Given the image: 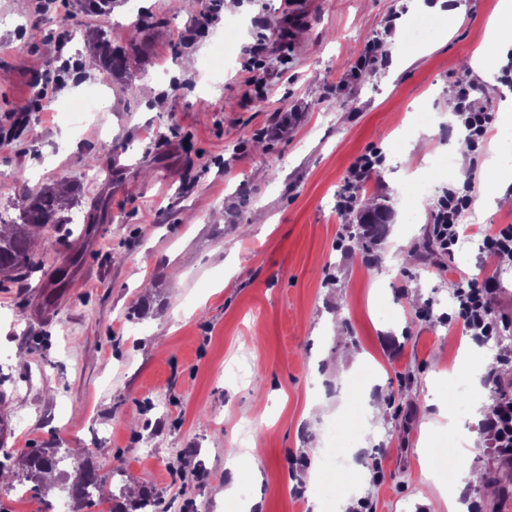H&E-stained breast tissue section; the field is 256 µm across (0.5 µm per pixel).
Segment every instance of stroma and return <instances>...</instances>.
Segmentation results:
<instances>
[{
    "label": "stroma",
    "mask_w": 512,
    "mask_h": 512,
    "mask_svg": "<svg viewBox=\"0 0 512 512\" xmlns=\"http://www.w3.org/2000/svg\"><path fill=\"white\" fill-rule=\"evenodd\" d=\"M239 2L204 27L175 0H139L146 27L135 34L127 0L96 17L76 0L58 10L0 0V128L27 116L0 151V210L17 212L20 171L33 188L82 189L73 234L50 230L55 245L30 286H0V454L94 449L108 488H149L165 512H241L246 500L251 512H336L340 471L305 477L325 471L334 423L361 448L353 512H398L404 500L410 512H448L442 486L420 479L440 466L421 450L447 447L448 436L425 424L439 402L473 432L488 416L468 394H449L465 335L444 320L448 269L503 275L493 310L512 331V266L462 247L432 262L402 255L448 188L489 194L506 176L512 195V111L499 100L483 103V153L437 169L461 128L449 120L453 96L485 84L470 61L502 0H295L306 21L294 26L283 0ZM460 2L467 19L455 26L448 10ZM88 28L136 67L101 83L83 53ZM377 43L383 65L350 76ZM253 53L257 73L246 68ZM66 60L79 74L40 97ZM97 95L108 110L74 131L69 108ZM418 112L434 119L420 143ZM368 150L385 162L367 198L395 213L372 266L345 239L352 215L336 208ZM92 156L111 181L93 178ZM373 378L385 401L370 430L358 396ZM246 419L266 450L258 482L224 463ZM189 448L197 478L185 474ZM230 485L235 496L219 499Z\"/></svg>",
    "instance_id": "35a3bbf8"
}]
</instances>
